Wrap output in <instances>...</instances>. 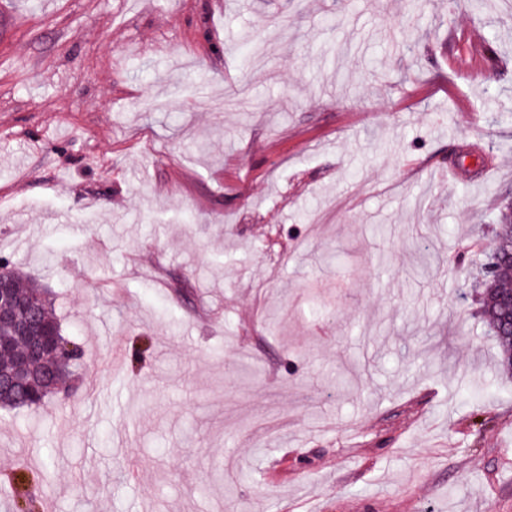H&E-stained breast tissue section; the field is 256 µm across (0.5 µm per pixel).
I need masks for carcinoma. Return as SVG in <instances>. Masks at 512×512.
I'll return each instance as SVG.
<instances>
[{
    "instance_id": "carcinoma-1",
    "label": "carcinoma",
    "mask_w": 512,
    "mask_h": 512,
    "mask_svg": "<svg viewBox=\"0 0 512 512\" xmlns=\"http://www.w3.org/2000/svg\"><path fill=\"white\" fill-rule=\"evenodd\" d=\"M488 263L494 264V270L491 273L483 272L482 317L498 343L500 369L512 375V334L509 335L503 330L504 324L512 318V312L504 301V297L512 292V212L508 210L500 214V224ZM1 272L14 282V294L19 303L36 305L40 324L59 328L46 289L25 278L16 266L8 262L0 265ZM71 369L72 366L59 354L37 357L30 365L25 392L1 391L0 405L36 410L43 408L48 397L58 389Z\"/></svg>"
}]
</instances>
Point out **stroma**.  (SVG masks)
Here are the masks:
<instances>
[{"label":"stroma","instance_id":"35a3bbf8","mask_svg":"<svg viewBox=\"0 0 512 512\" xmlns=\"http://www.w3.org/2000/svg\"><path fill=\"white\" fill-rule=\"evenodd\" d=\"M510 110L503 6L0 0V260L82 352L0 512H512ZM499 219L501 224H498L488 261L481 267V306L482 317L494 333L499 346V367L507 375H512V334L508 335L503 330L509 317L512 318V309L509 313L507 305L512 308V294H509L512 290V213L503 211ZM491 263H494L495 268L492 273H488L485 268ZM506 295L507 304L504 301Z\"/></svg>","mask_w":512,"mask_h":512}]
</instances>
